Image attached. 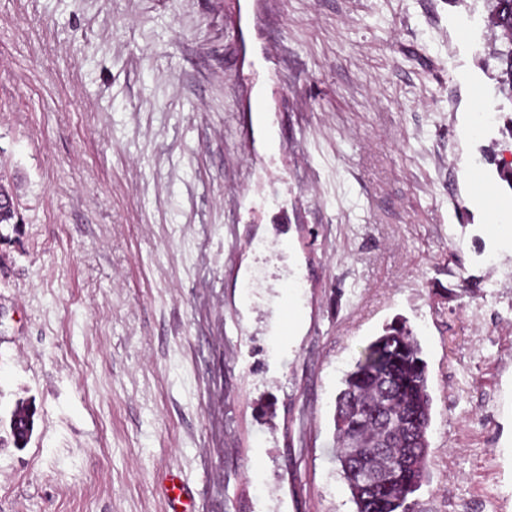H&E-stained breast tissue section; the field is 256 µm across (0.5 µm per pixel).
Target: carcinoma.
<instances>
[{
	"label": "carcinoma",
	"instance_id": "obj_1",
	"mask_svg": "<svg viewBox=\"0 0 512 512\" xmlns=\"http://www.w3.org/2000/svg\"><path fill=\"white\" fill-rule=\"evenodd\" d=\"M489 23L507 47L505 75L512 85V0H493ZM431 417L432 397L421 348L405 322L396 320L363 349L336 396L337 461L349 491H354L352 479L365 466L352 448L354 442L386 469L383 486L369 491L364 499L352 498L356 512H416L414 495L422 486L428 460L416 472L411 458L416 449L429 447ZM33 425V414L16 405L10 432L17 446L28 443Z\"/></svg>",
	"mask_w": 512,
	"mask_h": 512
}]
</instances>
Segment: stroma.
<instances>
[{
	"label": "stroma",
	"instance_id": "1",
	"mask_svg": "<svg viewBox=\"0 0 512 512\" xmlns=\"http://www.w3.org/2000/svg\"><path fill=\"white\" fill-rule=\"evenodd\" d=\"M487 15L0 0V512H170L171 475L196 512H355L335 398L398 317L433 398L419 512H512V236L470 183L512 202ZM19 411H24L27 414L28 423H27L26 428H24V429H22L18 425V422H17V428L15 427V423H16L15 419H16L17 413ZM10 417H11V419H10L11 437L13 438L14 443L18 447H24L28 443L29 439L31 438L32 432H33V425H34L33 414H31L28 411V409L26 407H24L23 404H21V405L17 404L16 407L14 408V410L11 412ZM16 429H17V431H16Z\"/></svg>",
	"mask_w": 512,
	"mask_h": 512
}]
</instances>
